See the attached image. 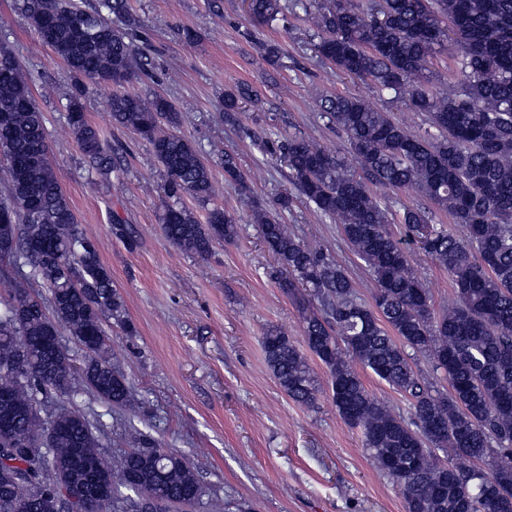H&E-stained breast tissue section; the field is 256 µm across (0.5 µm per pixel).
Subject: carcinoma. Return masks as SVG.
Masks as SVG:
<instances>
[{"mask_svg": "<svg viewBox=\"0 0 512 512\" xmlns=\"http://www.w3.org/2000/svg\"><path fill=\"white\" fill-rule=\"evenodd\" d=\"M317 29L315 51L343 73L379 93L404 99L426 114L435 132L410 130L359 95L328 96L324 118L346 139L348 158L301 136L266 141L293 187L339 229L373 281V306L357 296L341 266L321 248L288 231L281 213L292 194L257 205L255 223L288 277L312 291L320 313L304 319V343L330 376L339 415L358 429L373 465L399 488L406 512H512V0H378L369 10L350 0H250L252 19L266 26L308 8ZM129 0H16L17 11L68 69V124L88 164L101 178L116 169L112 149L84 112L88 87L113 89L112 123L146 141L163 172L161 230L179 249L207 257L214 244L234 241L236 219L218 205L211 170L177 127L181 113L161 96L121 91L147 76L135 49L141 24ZM452 29H447L445 20ZM458 46L459 78L448 91L424 84L436 49ZM249 88L224 92L222 109L236 120ZM0 164L7 195L0 199V263L30 267L49 291V305L18 286L0 302V512H126L166 509L202 500L191 462L153 442L110 459L98 432L100 415L60 406L52 422L38 414L54 391L72 400L68 353L49 339L68 328L85 358L81 382L102 402L135 409L131 385L110 358L109 328L134 332L124 299L103 264L99 243L78 224L50 160L44 115L17 60L0 49ZM224 178L248 189L247 175L224 153ZM414 192L448 211L457 237L428 222L419 207H404L405 238L389 227L390 206L368 184ZM189 196L208 205L204 220L186 207ZM420 244L452 282L448 308L437 313L414 272L404 239ZM265 361L296 403L312 406L320 392L304 352L277 328L262 338ZM421 353L448 382L444 393L411 361ZM352 357L392 389L412 399L410 418L381 403L349 363ZM489 468L464 469L437 452ZM69 486L81 506L61 496Z\"/></svg>", "mask_w": 512, "mask_h": 512, "instance_id": "cac0c4a2", "label": "carcinoma"}]
</instances>
